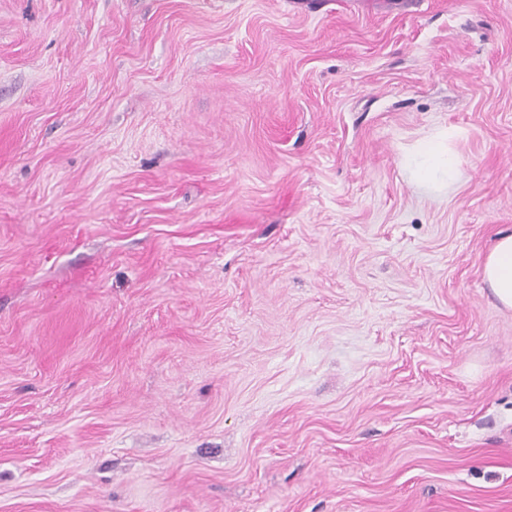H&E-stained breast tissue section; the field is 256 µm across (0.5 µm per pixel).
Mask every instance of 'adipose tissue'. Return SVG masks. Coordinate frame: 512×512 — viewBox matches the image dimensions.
Here are the masks:
<instances>
[{"mask_svg":"<svg viewBox=\"0 0 512 512\" xmlns=\"http://www.w3.org/2000/svg\"><path fill=\"white\" fill-rule=\"evenodd\" d=\"M447 134L417 141L411 149L405 168L419 186L439 192L458 182L461 171L455 156L449 152ZM482 279L497 301L512 309V234L500 235L487 256Z\"/></svg>","mask_w":512,"mask_h":512,"instance_id":"adipose-tissue-1","label":"adipose tissue"}]
</instances>
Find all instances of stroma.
I'll return each mask as SVG.
<instances>
[{
	"label": "stroma",
	"instance_id": "35a3bbf8",
	"mask_svg": "<svg viewBox=\"0 0 512 512\" xmlns=\"http://www.w3.org/2000/svg\"><path fill=\"white\" fill-rule=\"evenodd\" d=\"M505 232L512 0H0V512H512ZM448 131L417 141L407 156L405 168L419 186L441 192L458 182L461 171L455 156L448 151ZM482 280L504 308L512 309V234L497 238L484 262Z\"/></svg>",
	"mask_w": 512,
	"mask_h": 512
}]
</instances>
